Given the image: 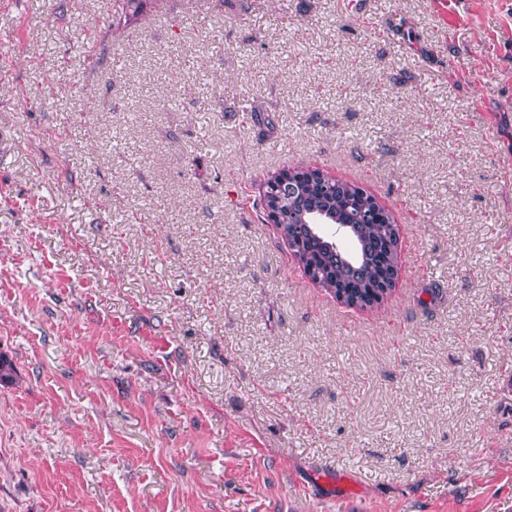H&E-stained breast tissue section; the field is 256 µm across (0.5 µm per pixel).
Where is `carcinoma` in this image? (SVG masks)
<instances>
[{"mask_svg": "<svg viewBox=\"0 0 512 512\" xmlns=\"http://www.w3.org/2000/svg\"><path fill=\"white\" fill-rule=\"evenodd\" d=\"M164 0H114L112 24L127 27L138 20L147 10L162 8ZM307 173L318 175L321 180L307 183L297 194L288 187L279 189L278 199L283 210H291L283 217L285 228L280 230L288 239L287 225L299 229L303 239L304 256H295L301 267L314 261L318 273L311 280L319 288L336 294L341 289L350 293L360 306H371L372 291L385 283L398 268V230L394 219L385 208H379L378 219L371 224H357L354 220L356 207L372 204L374 197L353 183L324 174L316 169ZM316 210L324 212L337 224L352 225L351 234L356 242L358 257L344 250L336 240L321 231L316 224H301L296 218ZM17 376L13 362L0 354V385H9Z\"/></svg>", "mask_w": 512, "mask_h": 512, "instance_id": "carcinoma-1", "label": "carcinoma"}]
</instances>
